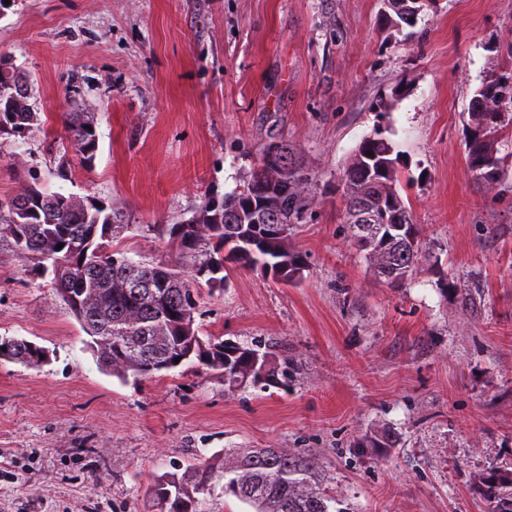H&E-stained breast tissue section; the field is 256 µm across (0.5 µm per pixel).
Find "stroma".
Instances as JSON below:
<instances>
[{
	"instance_id": "obj_1",
	"label": "stroma",
	"mask_w": 512,
	"mask_h": 512,
	"mask_svg": "<svg viewBox=\"0 0 512 512\" xmlns=\"http://www.w3.org/2000/svg\"><path fill=\"white\" fill-rule=\"evenodd\" d=\"M383 0H12L0 58L26 71L40 125L0 137V198L37 185L116 205L130 257L242 189L285 141L317 180L289 239L301 279L261 268L202 290L201 337L287 360L286 388H224L185 364L104 373L50 276L0 248V338L46 348L0 360V512H153L164 473L228 448L314 459L338 512H489L512 477V128L489 187L466 164L478 87L512 70V0H432L389 29ZM94 112L84 162L67 115ZM384 132L424 258L382 282L351 243L343 173ZM5 340H7V342L10 344L11 348L6 343L3 344V342ZM1 343L3 345H1ZM0 345H1L0 346V359L1 360L10 359L9 361L19 363L28 368L39 367L38 366L40 364L39 360H35L32 356V347H33V345H35L36 347L43 349L42 347L37 346L36 344H34L30 341H27L25 339L7 338V337L0 338ZM2 347H6V351H2ZM11 354L13 355V357L11 356Z\"/></svg>"
}]
</instances>
